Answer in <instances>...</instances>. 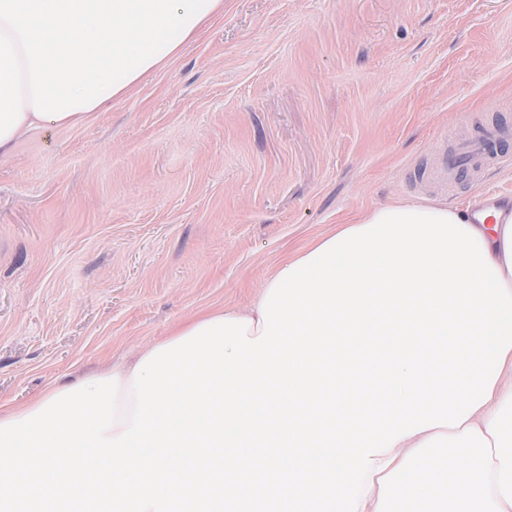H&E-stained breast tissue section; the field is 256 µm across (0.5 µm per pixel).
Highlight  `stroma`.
Instances as JSON below:
<instances>
[{"label": "stroma", "mask_w": 512, "mask_h": 512, "mask_svg": "<svg viewBox=\"0 0 512 512\" xmlns=\"http://www.w3.org/2000/svg\"><path fill=\"white\" fill-rule=\"evenodd\" d=\"M505 155L418 169L485 125ZM512 197V0H224L177 60L0 157V404L131 362L399 200Z\"/></svg>", "instance_id": "obj_1"}]
</instances>
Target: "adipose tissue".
I'll return each instance as SVG.
<instances>
[{
	"instance_id": "adipose-tissue-1",
	"label": "adipose tissue",
	"mask_w": 512,
	"mask_h": 512,
	"mask_svg": "<svg viewBox=\"0 0 512 512\" xmlns=\"http://www.w3.org/2000/svg\"><path fill=\"white\" fill-rule=\"evenodd\" d=\"M224 0H0V157L51 123L77 128L180 54ZM475 225L512 289V199ZM358 512H512V350L491 398L460 427L377 456Z\"/></svg>"
}]
</instances>
